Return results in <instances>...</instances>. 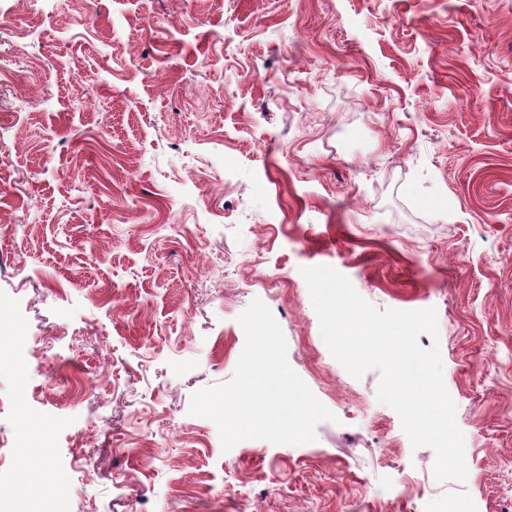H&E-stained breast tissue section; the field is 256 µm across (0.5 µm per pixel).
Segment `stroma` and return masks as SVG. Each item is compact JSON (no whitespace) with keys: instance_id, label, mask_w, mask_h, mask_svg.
Returning a JSON list of instances; mask_svg holds the SVG:
<instances>
[{"instance_id":"stroma-1","label":"stroma","mask_w":512,"mask_h":512,"mask_svg":"<svg viewBox=\"0 0 512 512\" xmlns=\"http://www.w3.org/2000/svg\"><path fill=\"white\" fill-rule=\"evenodd\" d=\"M318 265L436 309L466 481L333 358ZM256 298L335 419L226 452L190 401ZM4 338L23 512H512V0H0Z\"/></svg>"}]
</instances>
